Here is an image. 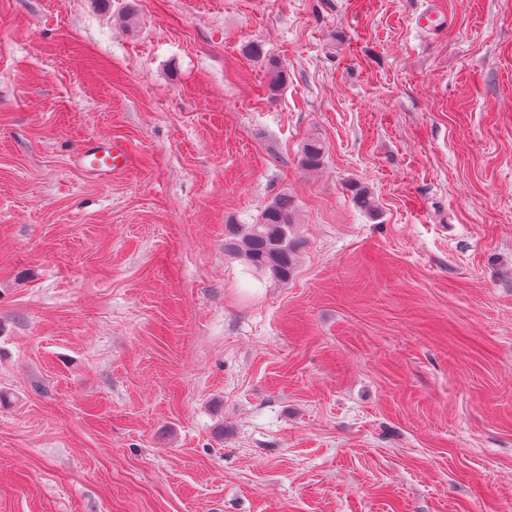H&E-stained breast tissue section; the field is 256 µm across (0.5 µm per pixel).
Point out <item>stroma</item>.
Here are the masks:
<instances>
[{
    "mask_svg": "<svg viewBox=\"0 0 512 512\" xmlns=\"http://www.w3.org/2000/svg\"><path fill=\"white\" fill-rule=\"evenodd\" d=\"M0 392V512H512V0H0ZM80 159L87 171L108 175L112 171L127 167L131 163V153L123 143L110 140L82 147ZM347 190L351 193L352 202L358 209L368 214L376 212L377 201L366 186L357 181H350L347 183ZM294 202L280 195L268 203L253 224L229 225L224 251L242 258L250 271L285 283L294 272L300 241Z\"/></svg>",
    "mask_w": 512,
    "mask_h": 512,
    "instance_id": "35a3bbf8",
    "label": "stroma"
}]
</instances>
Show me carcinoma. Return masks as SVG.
Listing matches in <instances>:
<instances>
[{"instance_id": "obj_1", "label": "carcinoma", "mask_w": 512, "mask_h": 512, "mask_svg": "<svg viewBox=\"0 0 512 512\" xmlns=\"http://www.w3.org/2000/svg\"><path fill=\"white\" fill-rule=\"evenodd\" d=\"M325 148L318 139L306 141L301 150V164L307 169L320 166ZM354 205L368 213L376 212L377 201L371 191L357 181L347 183ZM294 202L281 195L268 203L253 224H231L224 239V251L238 255L247 268L257 274L285 283L294 272L300 241Z\"/></svg>"}]
</instances>
